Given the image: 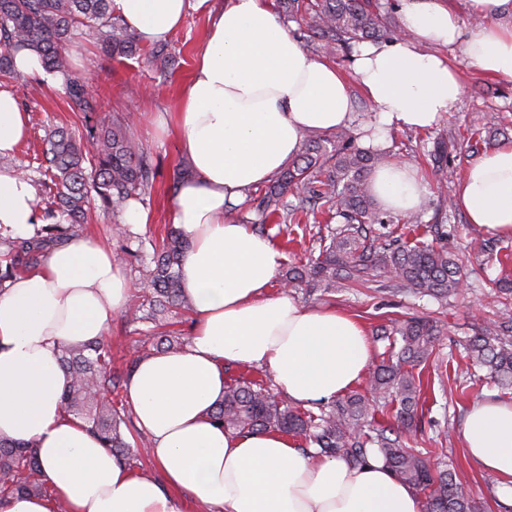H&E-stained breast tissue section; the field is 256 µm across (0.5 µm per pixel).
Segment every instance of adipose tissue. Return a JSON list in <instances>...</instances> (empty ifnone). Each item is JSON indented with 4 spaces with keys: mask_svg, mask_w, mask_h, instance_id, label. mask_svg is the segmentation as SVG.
Masks as SVG:
<instances>
[{
    "mask_svg": "<svg viewBox=\"0 0 512 512\" xmlns=\"http://www.w3.org/2000/svg\"><path fill=\"white\" fill-rule=\"evenodd\" d=\"M113 3L150 44L178 29L189 6L203 9L210 0ZM469 6L487 24L462 30L446 0H397L403 35L358 47L353 71L375 108L364 144L384 143L393 129L432 127L455 111L462 86L437 47L464 45L479 69L512 81V26L497 22L512 16V0ZM208 21L171 116L188 168L172 221L189 243L180 278L192 334L181 350L139 358L127 382L162 478L134 472L60 404L62 347L106 335L129 300L111 251L87 236L0 288V439L35 443L42 477L68 512H422L415 490L377 455L351 465L278 432L225 431L210 417L224 398L227 365L263 369L289 401L309 405L348 393L372 355L357 318L273 292L282 253L227 212L274 178L305 135L354 121L349 85L307 53L266 0H225ZM27 122L12 93L0 90V156L16 151ZM370 188L401 215L416 211L428 192L414 168L395 163L379 168ZM457 201L470 223L512 236V144L468 166ZM41 221L31 180L0 169V229L23 235ZM460 436L469 459L512 489V402H475Z\"/></svg>",
    "mask_w": 512,
    "mask_h": 512,
    "instance_id": "ef3b65f1",
    "label": "adipose tissue"
}]
</instances>
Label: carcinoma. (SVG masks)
<instances>
[{"mask_svg":"<svg viewBox=\"0 0 512 512\" xmlns=\"http://www.w3.org/2000/svg\"><path fill=\"white\" fill-rule=\"evenodd\" d=\"M281 12L301 15L300 37L318 53L347 55L365 42L387 40L401 32L395 4L377 0H279ZM83 30L114 59L139 51V39L112 8V0H0V72L16 74L15 54L29 48L38 54L43 69L61 75L69 107L82 114V128L51 130L45 139L44 162L37 168L39 182L48 189L47 224L33 233L5 238L0 251V287L13 277L38 268L49 252L86 231V207L91 197L114 215L130 203L151 194L157 170L151 157L135 141L130 124L110 125L98 117V100L84 80L72 73L64 46ZM163 76L179 66L178 58L159 44L148 54ZM455 142L440 137L427 150L433 173L444 176ZM390 158L380 148H362L346 128L305 136L296 157L253 201L261 215L254 230L263 234L267 223L314 224L325 221L327 235L317 239L318 256L288 266L284 285L308 294L338 288H368L374 283L398 293L430 296L438 301L460 288L462 271L456 255L441 243L450 231L440 213L426 223L433 242L402 241L386 230L394 216L376 206L370 178ZM337 226H332V221ZM122 250L142 267L143 300L129 311L126 324L157 323L188 312L190 301L180 283V267L187 252L182 232L169 227L161 241ZM442 325L428 318L393 319L377 330L376 339L388 341L380 363L366 382V393L351 392L313 411L292 405L262 379L238 377L225 383L224 400L211 418L238 433L279 432L301 438L307 447L329 458L355 465L372 452L392 473L422 495L423 512H475L453 462L433 463L411 446L421 422L422 377L416 372L436 351ZM157 351L177 349L178 337L150 335L140 339ZM471 366L486 369L502 391L512 392V311L504 307L496 318L473 328L462 344ZM61 365L69 384L61 395L64 410L83 420L105 447L126 464L141 458L122 428L129 427L124 386L133 367L112 368V340L105 337L63 348ZM386 419H376L377 412ZM34 443L0 440V503L27 494L54 501L53 512H66L63 502L41 479Z\"/></svg>","mask_w":512,"mask_h":512,"instance_id":"obj_1","label":"carcinoma"}]
</instances>
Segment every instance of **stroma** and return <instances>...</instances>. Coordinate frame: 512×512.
<instances>
[{
  "instance_id": "1",
  "label": "stroma",
  "mask_w": 512,
  "mask_h": 512,
  "mask_svg": "<svg viewBox=\"0 0 512 512\" xmlns=\"http://www.w3.org/2000/svg\"><path fill=\"white\" fill-rule=\"evenodd\" d=\"M206 27V14L189 9L182 26L167 39L168 50L180 65L165 77L156 73L143 54L119 62L84 35L74 36L67 45L74 73L89 82L99 101V117L109 123L133 116L136 138L158 168L151 196L140 203L146 221L137 227L139 234L151 238L171 225L173 195L169 187L186 170L172 130L161 126L160 121L173 111L185 90ZM441 54L462 85L455 112L424 131H391L384 144L385 149L391 150L395 163L412 166L427 183L428 194L420 207L427 220L433 216L439 199L456 198L464 169L476 159L475 154L465 149L471 129L480 128L492 146L512 139V82L480 71L468 59L463 45L443 48ZM0 89L9 90L29 116L25 142L12 156L0 157L1 168L32 162L42 153L43 139L50 129L81 127L80 115L69 108L60 84L22 75L0 76ZM441 136L455 137L463 146L461 154L449 165L448 180L443 184L435 181L421 150L422 141ZM447 223L455 228L449 244L460 255L466 273L462 287L449 297L447 305L427 296H390L362 287L306 297L302 303L308 307L331 305L346 311L371 333L390 319L402 316H430L445 323V336L422 368L425 405L417 433L418 447L443 450L445 456L453 459L476 512H504L505 506L512 504V490L500 483L487 486L484 471L470 462L459 434L461 417L472 402L486 397L498 399L502 393L489 380L470 379L460 343L469 335L471 325L495 318L499 313L500 305L491 291V283L504 277L512 279V257L498 259L480 253L478 244L487 234L469 223L462 208L448 209Z\"/></svg>"
}]
</instances>
